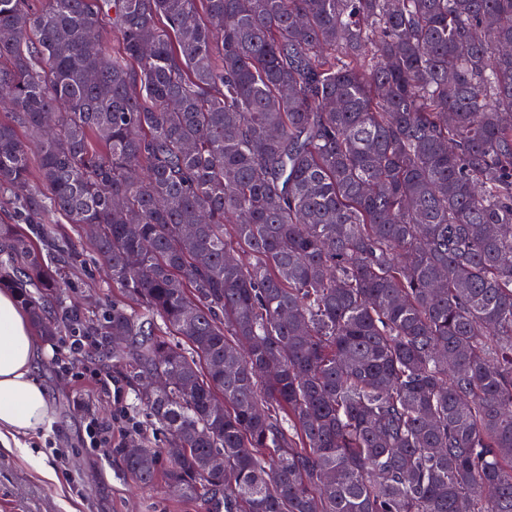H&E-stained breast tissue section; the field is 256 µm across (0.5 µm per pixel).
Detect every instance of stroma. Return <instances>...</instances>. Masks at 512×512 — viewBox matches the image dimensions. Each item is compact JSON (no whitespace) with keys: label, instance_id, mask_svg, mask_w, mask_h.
Segmentation results:
<instances>
[{"label":"stroma","instance_id":"35a3bbf8","mask_svg":"<svg viewBox=\"0 0 512 512\" xmlns=\"http://www.w3.org/2000/svg\"><path fill=\"white\" fill-rule=\"evenodd\" d=\"M46 223L73 238L83 264L66 285L68 302L93 306L105 314L116 293L104 262L96 254L89 234L74 237L70 225L49 213ZM70 335L43 341L36 375L53 407V420L44 431L25 438L27 454L0 451V512H204L196 502L173 496L164 482L135 487L120 450L122 430L138 425L145 445L161 446L145 407L130 409V395L100 396L94 374L112 371V350L90 336L78 365L67 364ZM94 414L112 421V445L85 447V418Z\"/></svg>","mask_w":512,"mask_h":512}]
</instances>
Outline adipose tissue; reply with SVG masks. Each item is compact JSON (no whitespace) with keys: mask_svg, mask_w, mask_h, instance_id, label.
I'll list each match as a JSON object with an SVG mask.
<instances>
[{"mask_svg":"<svg viewBox=\"0 0 512 512\" xmlns=\"http://www.w3.org/2000/svg\"><path fill=\"white\" fill-rule=\"evenodd\" d=\"M40 346L14 295L0 290V448L19 447L21 437L51 422L45 389L35 377Z\"/></svg>","mask_w":512,"mask_h":512,"instance_id":"adipose-tissue-1","label":"adipose tissue"}]
</instances>
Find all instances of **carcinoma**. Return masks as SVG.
<instances>
[{
	"mask_svg": "<svg viewBox=\"0 0 512 512\" xmlns=\"http://www.w3.org/2000/svg\"><path fill=\"white\" fill-rule=\"evenodd\" d=\"M505 46L512 0H0V288L45 337L112 340L167 436L123 449L137 484L512 512ZM47 212L94 229L99 319L63 304Z\"/></svg>",
	"mask_w": 512,
	"mask_h": 512,
	"instance_id": "1",
	"label": "carcinoma"
}]
</instances>
